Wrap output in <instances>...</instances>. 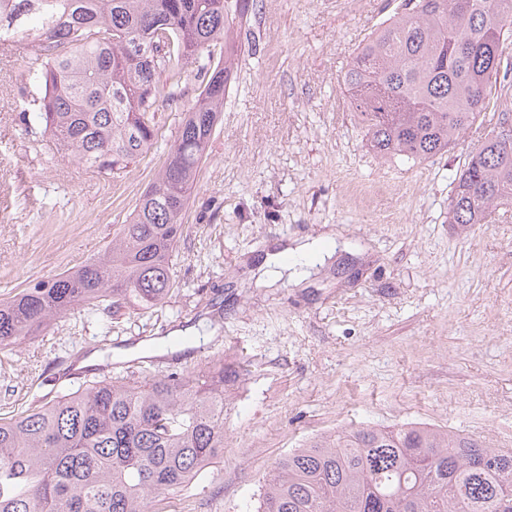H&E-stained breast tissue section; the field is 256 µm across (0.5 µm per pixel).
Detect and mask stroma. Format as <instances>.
<instances>
[{
  "instance_id": "stroma-1",
  "label": "stroma",
  "mask_w": 512,
  "mask_h": 512,
  "mask_svg": "<svg viewBox=\"0 0 512 512\" xmlns=\"http://www.w3.org/2000/svg\"><path fill=\"white\" fill-rule=\"evenodd\" d=\"M386 0H256L235 21L224 112L173 261L163 307L102 322L69 316L0 350V417L54 400L95 352L141 370L200 369L223 356L224 456L163 512H257L271 463L350 426L423 423L512 449V212L450 221L463 135L421 163L367 147L340 88ZM22 49L0 52V299L100 253L177 140L197 94L155 114L158 144L117 175L52 155L26 123ZM326 238L310 275L262 276L265 257Z\"/></svg>"
}]
</instances>
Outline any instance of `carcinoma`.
Segmentation results:
<instances>
[{"mask_svg":"<svg viewBox=\"0 0 512 512\" xmlns=\"http://www.w3.org/2000/svg\"><path fill=\"white\" fill-rule=\"evenodd\" d=\"M252 0H0V45L41 90L25 115L55 152L118 175L157 147L155 112L200 82L163 166L103 252L0 301V350L54 321L168 303L173 256L224 111L230 19ZM512 0H400L342 86L376 155L423 162L489 107ZM512 210V113L468 156L452 224ZM224 357L199 372L105 375L0 417V512H158L224 455ZM258 512H512V451L418 423L342 428L276 459Z\"/></svg>","mask_w":512,"mask_h":512,"instance_id":"1","label":"carcinoma"}]
</instances>
